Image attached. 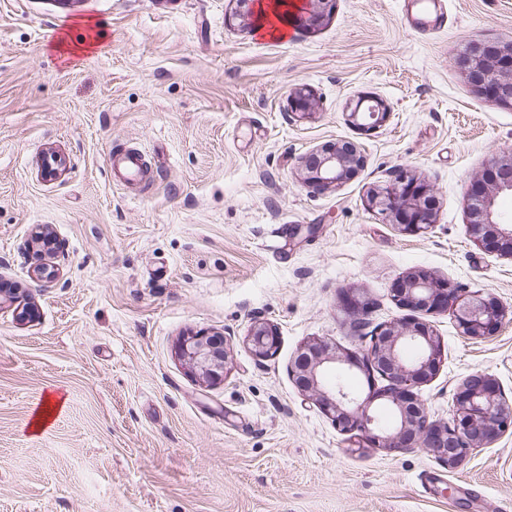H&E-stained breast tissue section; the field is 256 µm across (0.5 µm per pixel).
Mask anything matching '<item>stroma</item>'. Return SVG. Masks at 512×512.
<instances>
[{
	"instance_id": "1",
	"label": "stroma",
	"mask_w": 512,
	"mask_h": 512,
	"mask_svg": "<svg viewBox=\"0 0 512 512\" xmlns=\"http://www.w3.org/2000/svg\"><path fill=\"white\" fill-rule=\"evenodd\" d=\"M337 0L281 41L233 20V0H0V277L39 309L0 303V512H512V435L448 468L421 448L354 450L288 367L310 340L365 342L340 304L369 299V327L402 321L397 278L426 270L493 294L489 338L424 314L444 360L419 395L451 421L460 381L485 373L512 401V261L467 232L470 179L512 149V107L460 68L477 40L512 41V0ZM309 87L307 116L289 96ZM390 108L365 132L347 114ZM357 143L358 174L303 183L311 149ZM140 150L141 181L109 153ZM64 165L47 177L51 156ZM426 180L435 222L398 232L367 197L401 170ZM47 231L61 275L37 278ZM276 326L256 360L252 322ZM223 333V382L176 353ZM64 396L41 429L48 394ZM364 102H370L362 108ZM389 115L388 107L382 101L369 97L360 100L352 110L347 114L348 121L357 128L364 131H372L381 127ZM247 344L257 360L273 357L279 347L277 328L267 322L255 321L247 335Z\"/></svg>"
}]
</instances>
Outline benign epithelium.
<instances>
[{
	"mask_svg": "<svg viewBox=\"0 0 512 512\" xmlns=\"http://www.w3.org/2000/svg\"><path fill=\"white\" fill-rule=\"evenodd\" d=\"M336 0H308V8L289 14L290 21L304 29L322 24ZM470 84L479 92L512 106V42H474L460 60ZM347 113L348 121L364 131L381 127L388 107L369 97ZM291 111L308 115L315 109L310 89L294 90ZM358 145L350 141L324 144L302 158L305 182L318 190L339 186L363 166ZM502 193L512 195V152L495 161L467 185L470 201L468 232L474 240L512 260V219L503 221L496 209ZM370 208L384 215L400 233L420 235L434 222L432 189L415 174L402 172L395 183L377 186L368 196ZM393 301L413 312L452 311L461 332L476 340L494 335L505 312L492 294L466 291L429 271H415L397 279L391 288ZM342 308L357 318L365 315L369 302L357 290L342 291ZM227 339L222 333L197 331L182 337L177 354L192 373L209 383L224 381ZM252 355L259 361L273 357L279 347L277 328L256 321L247 335ZM409 346L418 354L407 360ZM444 353L430 325L408 320L377 327L365 351H348L322 340L302 344L294 354L289 375L297 387L312 398L342 432L358 433L365 448H423L444 465L454 468L479 448H488L512 431V402L505 400L498 382L483 373L468 375L459 384L452 422L429 420L417 388L439 371ZM388 378L378 387L373 374ZM360 373L367 392L351 390L338 375ZM394 414L392 427L381 424L378 409Z\"/></svg>",
	"mask_w": 512,
	"mask_h": 512,
	"instance_id": "7a95c632",
	"label": "benign epithelium"
}]
</instances>
